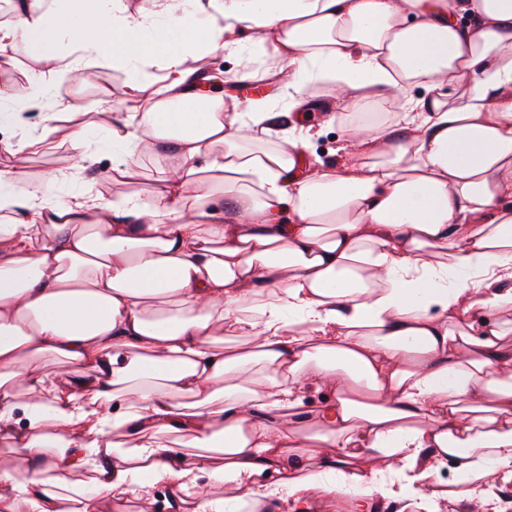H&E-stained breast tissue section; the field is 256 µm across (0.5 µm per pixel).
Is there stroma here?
Segmentation results:
<instances>
[{"mask_svg": "<svg viewBox=\"0 0 512 512\" xmlns=\"http://www.w3.org/2000/svg\"><path fill=\"white\" fill-rule=\"evenodd\" d=\"M9 53L13 62L11 66L0 71V87L7 88L16 102L25 105L27 113L23 125L6 132V140L16 145L23 144L39 135L41 113L56 112L60 115L59 130L52 149L40 150L31 156L34 180L46 198L52 202H60L76 196L91 200L100 196L109 198L121 194H135L142 200H150L154 185L165 177L169 165L163 156H140L138 177L125 183L112 181V151L101 145L96 148V162L90 169H62L57 164L58 154L68 148L65 134L71 124L72 109H80L83 113L82 119L86 122L106 121V113L110 110H128L125 64L109 59L87 60L76 75L68 68H60L47 77L52 86L51 96L35 100L31 97V81L40 73L38 60L20 40L14 43ZM201 64L206 92L223 94L229 106L240 108L251 99H269L281 114L277 123L278 129H288V120L282 115L287 91L270 72L257 69L254 82L249 85L233 78L238 68L236 56L206 57ZM334 94V87L328 82L318 83L310 91L309 113L304 123L310 128L308 153L311 157L330 159L344 135L346 112L337 104Z\"/></svg>", "mask_w": 512, "mask_h": 512, "instance_id": "35a3bbf8", "label": "stroma"}]
</instances>
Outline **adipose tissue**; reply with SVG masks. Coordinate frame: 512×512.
Listing matches in <instances>:
<instances>
[{
    "label": "adipose tissue",
    "instance_id": "1",
    "mask_svg": "<svg viewBox=\"0 0 512 512\" xmlns=\"http://www.w3.org/2000/svg\"><path fill=\"white\" fill-rule=\"evenodd\" d=\"M149 15L19 0L0 25V67L20 40L54 71L65 36L129 64L136 113L104 127L113 181L137 152L171 161L150 202L50 205L28 154L57 113L30 144L0 141V440L28 462L0 467V512L128 497L158 512L160 485L197 512L315 489L439 512L428 488L450 459L476 512H496L512 481V0H150ZM269 48L289 111L329 78L346 109L393 123L349 124L312 161L304 135L272 140L269 101L230 112L191 82L199 55L226 53L249 81ZM153 56L174 77L152 92ZM308 388L328 397L302 435Z\"/></svg>",
    "mask_w": 512,
    "mask_h": 512
}]
</instances>
